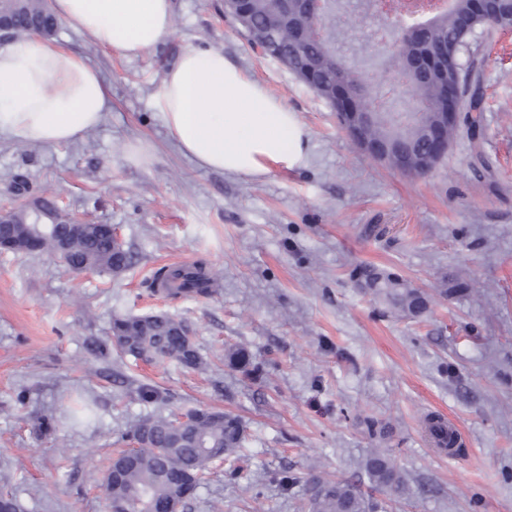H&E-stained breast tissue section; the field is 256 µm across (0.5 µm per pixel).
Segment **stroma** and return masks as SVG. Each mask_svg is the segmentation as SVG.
<instances>
[{
    "label": "stroma",
    "mask_w": 512,
    "mask_h": 512,
    "mask_svg": "<svg viewBox=\"0 0 512 512\" xmlns=\"http://www.w3.org/2000/svg\"><path fill=\"white\" fill-rule=\"evenodd\" d=\"M172 6L170 33L135 60L59 25L52 44L99 71L110 110L71 143L0 140V209L16 206L22 173L135 254L113 276L0 253V493L20 512H109L103 478L135 420L216 407L242 418L247 446L203 476L183 512H305L313 474L357 486L375 512H512V28L472 38L475 135L411 177L357 149L325 100L251 47L224 0ZM190 45L222 52L295 112L302 167L231 177L178 151L153 99ZM140 142L145 165L127 158ZM185 257L220 271L216 293L151 294L153 271ZM364 264L422 289L429 312L406 318L362 292L350 272ZM459 276L471 290L447 294ZM153 312L189 326L205 369L86 351L113 316ZM236 346L262 379L227 366ZM142 383L165 403H141ZM79 395L97 418L74 428L65 411ZM428 415L457 425L456 453L430 445ZM44 416L53 433L38 431ZM376 451L402 471V497L368 478ZM284 470L297 484L280 483Z\"/></svg>",
    "instance_id": "35a3bbf8"
}]
</instances>
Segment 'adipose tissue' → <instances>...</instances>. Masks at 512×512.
I'll return each mask as SVG.
<instances>
[{
    "mask_svg": "<svg viewBox=\"0 0 512 512\" xmlns=\"http://www.w3.org/2000/svg\"><path fill=\"white\" fill-rule=\"evenodd\" d=\"M69 28L132 60L172 28L171 0H54ZM178 150L199 167L254 176L306 158L307 132L282 100L225 59L185 48L154 100ZM108 88L83 58L24 36L0 48V138L56 146L102 121Z\"/></svg>",
    "mask_w": 512,
    "mask_h": 512,
    "instance_id": "ef3b65f1",
    "label": "adipose tissue"
}]
</instances>
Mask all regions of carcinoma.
Here are the masks:
<instances>
[{
  "label": "carcinoma",
  "mask_w": 512,
  "mask_h": 512,
  "mask_svg": "<svg viewBox=\"0 0 512 512\" xmlns=\"http://www.w3.org/2000/svg\"><path fill=\"white\" fill-rule=\"evenodd\" d=\"M245 15H235L247 39L259 30L270 29L276 35L272 52L297 78L328 102L341 125L348 126V112H375L377 118L366 131L371 142L389 139L395 150L411 157L432 151V134L440 133L453 142L460 125L471 129L479 126V116L470 95L472 65L453 70L461 80L445 84L448 62L430 59L431 46L446 42L460 53L467 49L469 28L492 30L498 23L481 10L476 0H452L450 8L427 13L421 23L426 36L414 37L394 32L397 49L391 58L390 70L364 77L359 83L336 78L345 62L336 51V24L331 10H326L324 23L315 26L311 13L297 3L283 0H245ZM367 10L382 12L395 20L405 18L406 0H366ZM15 17L14 37L30 34V24L40 18L44 7L39 0H13L8 4ZM424 66L412 70L417 62ZM458 91L468 111L460 120L445 122L442 96L445 88ZM399 90L409 96L413 117L393 121L385 117L386 96ZM15 224L0 234V250L14 253L46 251L74 271L83 269L119 275L133 263V255L117 241L112 229L92 224L83 231H73L68 224H54L46 234L29 222L26 206L14 209ZM354 282H364L373 295L385 300L408 318H419L429 310V299L399 275L384 269L361 265L354 269ZM220 276L200 262L183 267H161L150 281V291L157 284L166 286L164 293L174 298L191 294H209L218 285ZM146 362L173 360L192 369L204 367L189 329L168 314L115 316L112 318L110 343L96 346L98 355L106 358L112 348ZM228 365L248 375L258 374L252 366L247 349H231L225 356ZM137 396L144 403L163 401L161 391L141 384ZM135 447L123 450L111 462L105 476V491L112 512H169L173 503L184 507L196 491L203 474L216 461L233 455L243 447L246 426L237 416L220 408H194L179 415H153L138 419L128 430ZM370 479L393 496L405 492V482L391 460L376 454L366 463ZM304 492L308 512H374V507L354 485L311 477L305 480Z\"/></svg>",
  "instance_id": "carcinoma-1"
}]
</instances>
